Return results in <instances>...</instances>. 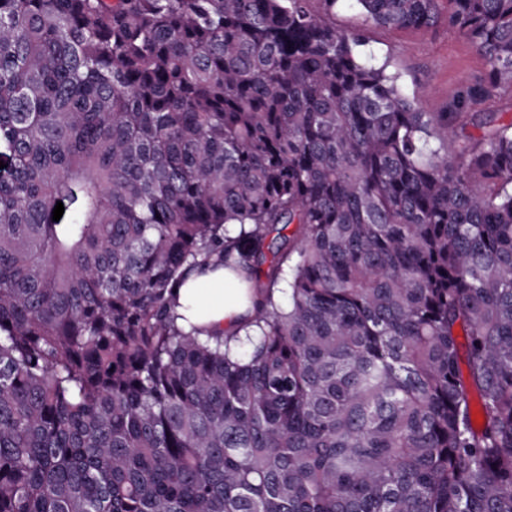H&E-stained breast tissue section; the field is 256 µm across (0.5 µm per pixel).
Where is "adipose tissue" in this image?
Segmentation results:
<instances>
[{"instance_id":"1","label":"adipose tissue","mask_w":512,"mask_h":512,"mask_svg":"<svg viewBox=\"0 0 512 512\" xmlns=\"http://www.w3.org/2000/svg\"><path fill=\"white\" fill-rule=\"evenodd\" d=\"M233 273L218 268L191 273L176 290L184 325L212 333L237 330L252 306L247 289L234 287Z\"/></svg>"}]
</instances>
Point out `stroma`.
<instances>
[{"label":"stroma","instance_id":"stroma-1","mask_svg":"<svg viewBox=\"0 0 512 512\" xmlns=\"http://www.w3.org/2000/svg\"><path fill=\"white\" fill-rule=\"evenodd\" d=\"M332 21L338 31L362 35L376 62L387 63L400 74L406 94L427 112L448 111L452 101L488 70L482 52L444 24L400 31L368 25L349 0H338Z\"/></svg>","mask_w":512,"mask_h":512}]
</instances>
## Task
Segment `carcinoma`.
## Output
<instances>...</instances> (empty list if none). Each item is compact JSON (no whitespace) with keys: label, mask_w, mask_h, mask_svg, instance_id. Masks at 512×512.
<instances>
[{"label":"carcinoma","mask_w":512,"mask_h":512,"mask_svg":"<svg viewBox=\"0 0 512 512\" xmlns=\"http://www.w3.org/2000/svg\"><path fill=\"white\" fill-rule=\"evenodd\" d=\"M337 2L0 0V512H512V0H352L478 46L448 112ZM472 112H495L500 122L509 123L512 120V86L500 87L492 98L475 105ZM236 280L224 268L191 273L174 292L180 304L177 310L184 316L178 322L217 334L236 331L252 306L247 288H227ZM201 285L206 288H199Z\"/></svg>","instance_id":"1"}]
</instances>
